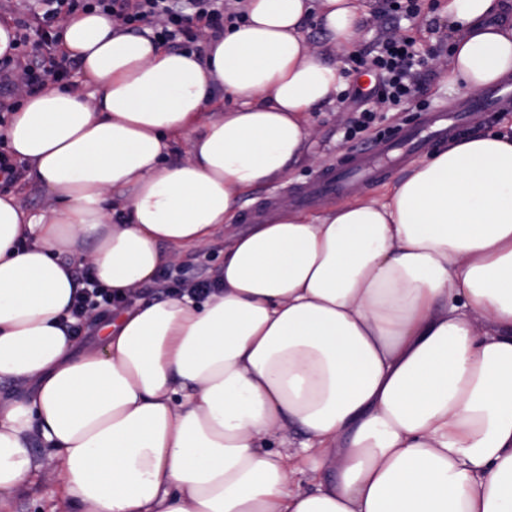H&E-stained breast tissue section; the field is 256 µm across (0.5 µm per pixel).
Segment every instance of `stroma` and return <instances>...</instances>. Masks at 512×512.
<instances>
[{
  "label": "stroma",
  "mask_w": 512,
  "mask_h": 512,
  "mask_svg": "<svg viewBox=\"0 0 512 512\" xmlns=\"http://www.w3.org/2000/svg\"><path fill=\"white\" fill-rule=\"evenodd\" d=\"M420 10L411 19L394 20L384 13V0H364L360 26L361 38L353 45L339 47L331 44L318 27L314 17H307L302 33L313 49L331 62H347L350 55L370 50L377 44L383 28H390L412 38L420 52L429 57L430 69L420 81L416 97L392 107L385 122L372 125L354 140L348 141L344 133L355 117L356 107L351 99L340 98L336 106L318 110L308 115V140L301 162L277 181L256 186L239 205L241 209L257 210L266 202L295 203L299 189L309 185L320 174L336 165L338 155L352 148H359L391 135L402 128L416 126L426 110L445 107L461 98V91L449 84L445 64L449 60L448 26L439 15L437 0H418ZM34 453L42 464V473L34 480L31 490L15 499L14 512H62L60 491L49 474L56 461L47 448L35 446Z\"/></svg>",
  "instance_id": "1"
}]
</instances>
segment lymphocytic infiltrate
I'll return each instance as SVG.
<instances>
[{
	"mask_svg": "<svg viewBox=\"0 0 512 512\" xmlns=\"http://www.w3.org/2000/svg\"><path fill=\"white\" fill-rule=\"evenodd\" d=\"M78 11H100L109 14L115 29L124 32L140 31L142 23L153 25L156 41L178 49H186L195 36L189 20L220 30L234 24L235 16L225 14L222 0H25L22 17L15 20L14 56L0 58V86L9 87L14 77H22L26 88L41 89L45 83L46 66L33 59L28 51L30 32H38L48 42H55L53 24L60 14ZM377 55L355 58L348 70L351 76L366 75L374 80L368 92L357 93L360 115L356 128H365L376 118V106H392L414 97L417 81L425 64L413 42L399 34L384 36L378 42ZM112 292L84 276L83 289L74 299L70 326L74 334H81L91 326V312L108 314L112 310Z\"/></svg>",
	"mask_w": 512,
	"mask_h": 512,
	"instance_id": "obj_1",
	"label": "lymphocytic infiltrate"
}]
</instances>
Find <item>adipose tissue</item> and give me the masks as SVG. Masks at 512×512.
I'll list each match as a JSON object with an SVG mask.
<instances>
[{
    "label": "adipose tissue",
    "mask_w": 512,
    "mask_h": 512,
    "mask_svg": "<svg viewBox=\"0 0 512 512\" xmlns=\"http://www.w3.org/2000/svg\"><path fill=\"white\" fill-rule=\"evenodd\" d=\"M443 2L450 81L511 77L512 0ZM246 11L201 56L68 15L83 90L22 92L0 129L50 199L0 195V384L28 387L0 394V512L36 438L65 512H512V132L455 141L377 202L283 208L225 245L209 294L70 335L77 269L120 296L153 284L301 161L309 113L347 87L301 26L317 12L351 43L361 0ZM217 87L234 104L215 115Z\"/></svg>",
    "instance_id": "ef3b65f1"
}]
</instances>
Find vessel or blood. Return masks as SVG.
<instances>
[{"label": "vessel or blood", "mask_w": 512, "mask_h": 512, "mask_svg": "<svg viewBox=\"0 0 512 512\" xmlns=\"http://www.w3.org/2000/svg\"><path fill=\"white\" fill-rule=\"evenodd\" d=\"M512 103V84L480 90L453 109L439 108L425 113L420 127L399 130L392 137L377 141L372 148L345 154L334 169L324 173L298 195L302 206L310 207L324 198L348 193L355 182L376 181L384 160L396 163L420 155L432 141L447 138L463 126L474 112H497Z\"/></svg>", "instance_id": "1"}]
</instances>
